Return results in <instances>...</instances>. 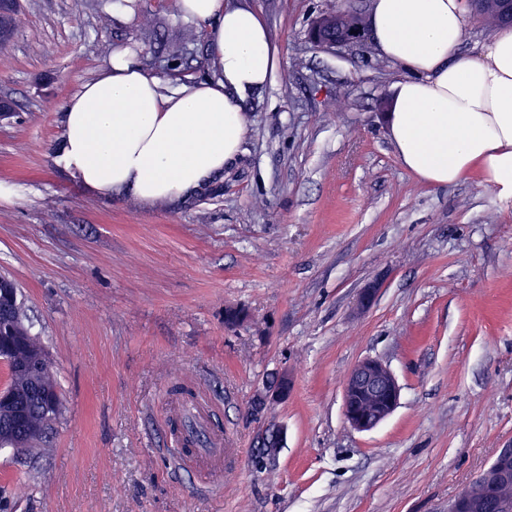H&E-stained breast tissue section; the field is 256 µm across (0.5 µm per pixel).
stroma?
<instances>
[{
	"instance_id": "stroma-1",
	"label": "stroma",
	"mask_w": 512,
	"mask_h": 512,
	"mask_svg": "<svg viewBox=\"0 0 512 512\" xmlns=\"http://www.w3.org/2000/svg\"><path fill=\"white\" fill-rule=\"evenodd\" d=\"M20 0L0 43V273L52 361L61 412L33 458L0 448L13 512H448L512 446V200L480 175L421 184L385 133L403 76L374 45L311 44L323 13L370 0H247L279 52L245 104L237 157L153 206L87 191L58 164L67 100L112 50L174 87L211 73L179 0ZM192 42L170 60L169 44ZM375 301L357 307L363 288ZM229 308L244 310L238 325ZM367 357L400 388L369 432L343 416ZM287 375V398L257 393ZM194 385L208 436L167 454ZM278 426L273 462L258 444Z\"/></svg>"
}]
</instances>
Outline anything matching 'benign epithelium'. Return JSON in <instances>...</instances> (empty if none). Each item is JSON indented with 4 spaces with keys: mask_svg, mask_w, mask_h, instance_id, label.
<instances>
[{
    "mask_svg": "<svg viewBox=\"0 0 512 512\" xmlns=\"http://www.w3.org/2000/svg\"><path fill=\"white\" fill-rule=\"evenodd\" d=\"M344 13L340 11L322 14L317 17L308 32L309 40L317 47L334 50L367 39L364 24L357 23L352 28L342 25ZM19 305V295L13 280L0 274V322L8 320L10 307ZM27 337L17 333L9 324L0 329V360L9 362L21 352ZM16 369L34 379L50 372V359L45 351L31 352L27 360L16 365ZM288 395V378L283 376L277 383L258 394V398L268 404ZM42 405L49 415L60 409L61 402L57 391L41 389ZM400 387L386 365L376 359H364L350 371L343 388V413L349 425L357 431H371L384 422L397 408ZM10 408L19 420H25L27 411L16 394L7 387H0V408ZM45 433V425H30L27 434H0L1 448L22 447L26 435ZM512 481V448H503L492 463L478 476L481 494L471 490L460 491L448 504V512H508V502L497 497L496 489L503 481Z\"/></svg>",
    "mask_w": 512,
    "mask_h": 512,
    "instance_id": "1",
    "label": "benign epithelium"
}]
</instances>
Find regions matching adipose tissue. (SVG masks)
I'll use <instances>...</instances> for the list:
<instances>
[{
	"label": "adipose tissue",
	"mask_w": 512,
	"mask_h": 512,
	"mask_svg": "<svg viewBox=\"0 0 512 512\" xmlns=\"http://www.w3.org/2000/svg\"><path fill=\"white\" fill-rule=\"evenodd\" d=\"M184 19L207 26L212 77L164 90L139 53L114 49L62 115L61 160L89 191L170 200L220 174L248 133L247 97L279 68L269 30L241 0H179ZM468 0H372L368 25L380 56L406 71L393 88L387 135L420 182L481 175L512 199V27L477 56L455 50Z\"/></svg>",
	"instance_id": "adipose-tissue-1"
}]
</instances>
